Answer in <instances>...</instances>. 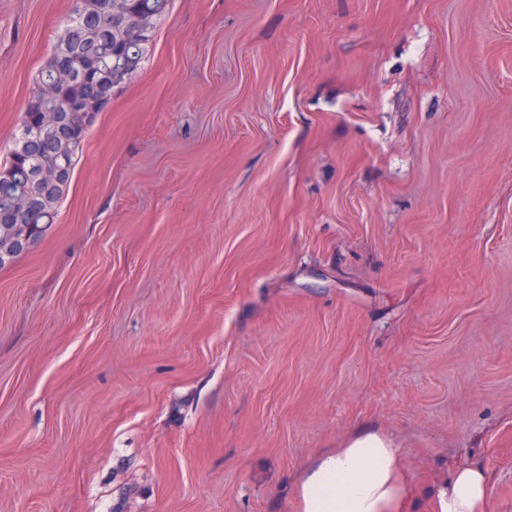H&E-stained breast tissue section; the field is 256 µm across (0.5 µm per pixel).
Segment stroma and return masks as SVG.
Returning a JSON list of instances; mask_svg holds the SVG:
<instances>
[{
	"label": "stroma",
	"instance_id": "1",
	"mask_svg": "<svg viewBox=\"0 0 512 512\" xmlns=\"http://www.w3.org/2000/svg\"><path fill=\"white\" fill-rule=\"evenodd\" d=\"M71 0H0V159ZM370 426L512 512V0H170L0 268V512H297Z\"/></svg>",
	"mask_w": 512,
	"mask_h": 512
}]
</instances>
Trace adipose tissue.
I'll return each mask as SVG.
<instances>
[{
  "instance_id": "1",
  "label": "adipose tissue",
  "mask_w": 512,
  "mask_h": 512,
  "mask_svg": "<svg viewBox=\"0 0 512 512\" xmlns=\"http://www.w3.org/2000/svg\"><path fill=\"white\" fill-rule=\"evenodd\" d=\"M489 473L458 466L435 493V512H488ZM298 512H406L408 490L401 452L366 429L345 447L318 456L295 487Z\"/></svg>"
}]
</instances>
